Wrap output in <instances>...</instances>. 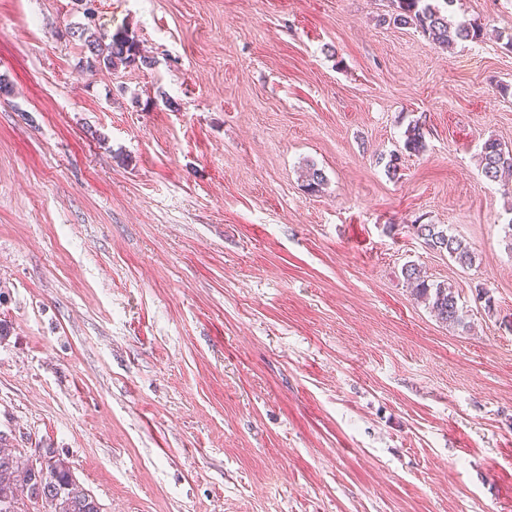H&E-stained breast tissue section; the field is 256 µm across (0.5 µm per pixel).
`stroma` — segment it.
<instances>
[{"instance_id": "obj_1", "label": "stroma", "mask_w": 512, "mask_h": 512, "mask_svg": "<svg viewBox=\"0 0 512 512\" xmlns=\"http://www.w3.org/2000/svg\"><path fill=\"white\" fill-rule=\"evenodd\" d=\"M94 8L149 65L90 69L75 0H0V432L102 512H512V182L479 168L512 0H455L483 36L447 49L392 0ZM414 230L431 249L447 252L448 256L463 268L472 266L475 256L470 247L462 239L447 233L439 224H418ZM406 281L414 284L416 297L431 307L437 319L448 326H465L462 309L458 305L455 289L446 283H428L421 279L418 269L408 265L402 271Z\"/></svg>"}]
</instances>
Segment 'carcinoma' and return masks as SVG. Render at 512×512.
<instances>
[{
	"mask_svg": "<svg viewBox=\"0 0 512 512\" xmlns=\"http://www.w3.org/2000/svg\"><path fill=\"white\" fill-rule=\"evenodd\" d=\"M88 19L81 29L79 38L91 54V61L109 69L149 63L140 55L137 40L128 32L118 30L112 35H99L92 30L95 0H79ZM393 23L413 25L431 42L441 47H451L459 42L479 39V29L470 23L454 24L425 0H394ZM404 150L419 154L425 150L424 134L421 127L412 125L405 131ZM482 175L489 181L499 180L501 174L512 170V149L496 139L485 141L480 156ZM302 181L313 193L320 191L326 177L315 163H308L302 170ZM417 236L431 249L447 252L448 256L461 267L473 264L475 256L464 241L447 233L438 224H415ZM406 281L415 285L413 292L423 300L437 319L448 326H463L465 318L458 305L455 289L446 283H430L421 278L418 269L408 265L403 270ZM45 512H100L97 499L74 476L69 463L50 451L48 456V477L41 480L27 473L21 456L8 447L0 437V512H27L18 506L24 499Z\"/></svg>",
	"mask_w": 512,
	"mask_h": 512,
	"instance_id": "carcinoma-1",
	"label": "carcinoma"
}]
</instances>
